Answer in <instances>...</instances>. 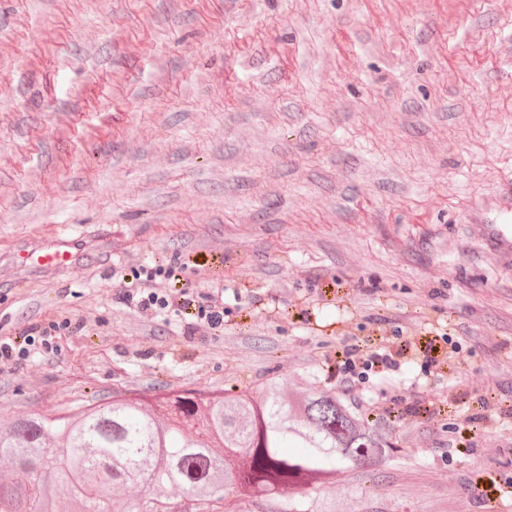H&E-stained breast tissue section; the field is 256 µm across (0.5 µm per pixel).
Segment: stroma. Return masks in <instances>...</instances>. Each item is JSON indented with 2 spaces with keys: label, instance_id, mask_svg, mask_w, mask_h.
Instances as JSON below:
<instances>
[{
  "label": "stroma",
  "instance_id": "obj_1",
  "mask_svg": "<svg viewBox=\"0 0 512 512\" xmlns=\"http://www.w3.org/2000/svg\"><path fill=\"white\" fill-rule=\"evenodd\" d=\"M510 182L512 0H0V419L304 382L395 449L336 500L512 512ZM173 277L219 331L123 297ZM512 208L485 222L487 237L496 241L505 250L507 259L512 258ZM206 308H208V310ZM196 318L197 321H193L189 324L192 325L193 330L196 332L205 334L222 326L224 311L222 310L220 312V310H215V306L212 307V305H207V307L199 305ZM382 344L378 348V351L366 353V356L368 359L365 360L367 364H370V367L372 368L374 365L380 364L381 368L386 369H392L395 368L398 365V361L394 358L398 357L400 358L403 355V351L407 350L411 347L410 342H404L403 344H400L396 351L393 350V347H387L386 344H384V340H381Z\"/></svg>",
  "mask_w": 512,
  "mask_h": 512
}]
</instances>
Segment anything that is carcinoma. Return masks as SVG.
<instances>
[{"label":"carcinoma","mask_w":512,"mask_h":512,"mask_svg":"<svg viewBox=\"0 0 512 512\" xmlns=\"http://www.w3.org/2000/svg\"><path fill=\"white\" fill-rule=\"evenodd\" d=\"M302 449L289 456L285 444ZM391 447L335 393L270 382L259 392H116L0 426V458L19 477L0 483V512H55L59 492L78 512H170L171 491L194 512H333L327 497L350 467L375 466ZM309 491L317 495L305 499Z\"/></svg>","instance_id":"1"}]
</instances>
